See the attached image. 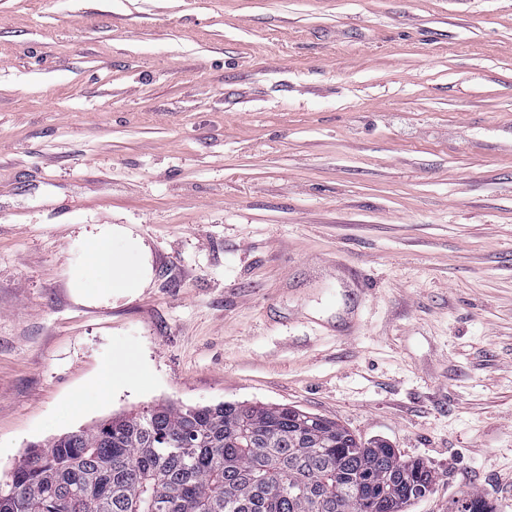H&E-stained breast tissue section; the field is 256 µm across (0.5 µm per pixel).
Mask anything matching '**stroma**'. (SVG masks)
<instances>
[{"mask_svg": "<svg viewBox=\"0 0 512 512\" xmlns=\"http://www.w3.org/2000/svg\"><path fill=\"white\" fill-rule=\"evenodd\" d=\"M105 224L152 275L90 303ZM165 401L295 406L430 466L406 512H512V0H0V475ZM133 376V365L129 358H124L118 363L109 364L102 377V388L107 390L115 382L125 381ZM451 512H494L492 506L475 492H464L451 503Z\"/></svg>", "mask_w": 512, "mask_h": 512, "instance_id": "obj_1", "label": "stroma"}]
</instances>
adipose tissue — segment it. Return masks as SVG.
Segmentation results:
<instances>
[{
    "label": "adipose tissue",
    "mask_w": 512,
    "mask_h": 512,
    "mask_svg": "<svg viewBox=\"0 0 512 512\" xmlns=\"http://www.w3.org/2000/svg\"><path fill=\"white\" fill-rule=\"evenodd\" d=\"M151 267L145 247L127 229L106 225L95 235L86 266L73 272L78 294L87 300L132 294L147 285Z\"/></svg>",
    "instance_id": "obj_1"
}]
</instances>
